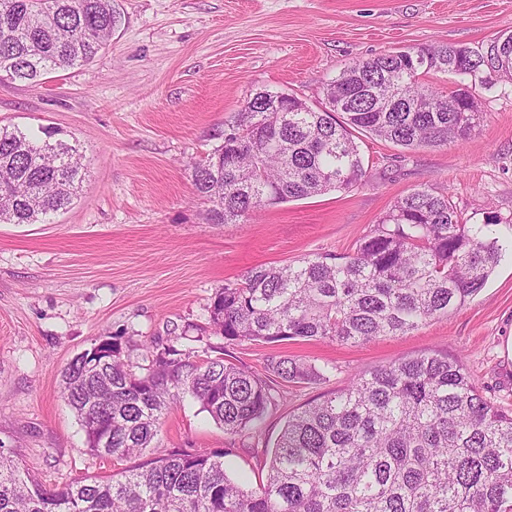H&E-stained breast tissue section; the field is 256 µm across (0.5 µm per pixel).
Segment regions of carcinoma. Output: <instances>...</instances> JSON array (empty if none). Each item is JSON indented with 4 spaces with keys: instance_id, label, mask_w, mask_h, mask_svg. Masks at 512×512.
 Here are the masks:
<instances>
[{
    "instance_id": "1",
    "label": "carcinoma",
    "mask_w": 512,
    "mask_h": 512,
    "mask_svg": "<svg viewBox=\"0 0 512 512\" xmlns=\"http://www.w3.org/2000/svg\"><path fill=\"white\" fill-rule=\"evenodd\" d=\"M114 0H0V80L37 82L91 62L117 26ZM512 81V32L478 47H410L355 62L326 85L333 111L261 89L224 129V144L192 165L209 220L346 191L366 170L354 133L406 149L465 138L480 122L474 91H440L429 74L483 72ZM0 125V223L37 224L71 205L84 180L75 146ZM496 219L471 224L445 193L396 200L350 254H315L253 269L219 289L209 310L227 342L328 339L364 344L409 333L465 306L512 240ZM101 362L92 370L87 358ZM137 372L123 344L75 357L61 393L88 450L123 459L156 447L160 421L184 395L229 433L254 429L274 401L270 378L212 358L201 365L172 345L145 347ZM267 372L316 382L326 370L290 358ZM159 453L115 479L48 489L0 451V512H512V408L487 398L458 358L429 351L356 374L342 391L294 413L271 453L266 482L248 487L224 454Z\"/></svg>"
}]
</instances>
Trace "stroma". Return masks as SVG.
<instances>
[{"label":"stroma","mask_w":512,"mask_h":512,"mask_svg":"<svg viewBox=\"0 0 512 512\" xmlns=\"http://www.w3.org/2000/svg\"><path fill=\"white\" fill-rule=\"evenodd\" d=\"M121 22L95 59L37 83L0 80V125L52 129L77 146L82 190L49 224H0V450L49 488L110 476L142 457L99 458L60 395L61 372L107 337L157 341L196 360L264 373L287 356L328 366L326 380L278 389L259 433L224 432L191 398L161 421V450L225 452L228 474L264 478L288 418L352 376L401 357L461 358L488 396L512 408V254L463 308L410 333L365 344L328 340L227 344L205 331L219 288L253 268L346 254L416 188L447 193L474 223L512 235V84L479 88L483 120L445 146L405 149L358 134L366 177L212 224L192 163L223 143L255 90L320 105L356 61L410 46L471 47L512 31V0H115Z\"/></svg>","instance_id":"stroma-1"}]
</instances>
